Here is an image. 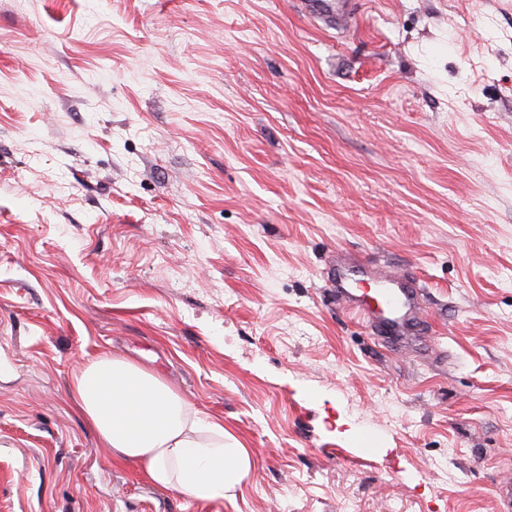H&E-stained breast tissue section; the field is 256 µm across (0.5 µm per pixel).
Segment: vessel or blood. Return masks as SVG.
<instances>
[{
  "label": "vessel or blood",
  "mask_w": 512,
  "mask_h": 512,
  "mask_svg": "<svg viewBox=\"0 0 512 512\" xmlns=\"http://www.w3.org/2000/svg\"><path fill=\"white\" fill-rule=\"evenodd\" d=\"M301 6L306 13L339 27L350 21L348 0H302ZM373 282V287L365 289L357 278H349L346 285L337 286V302L371 322L381 340L404 336L419 304L418 282L390 271L379 273Z\"/></svg>",
  "instance_id": "vessel-or-blood-1"
}]
</instances>
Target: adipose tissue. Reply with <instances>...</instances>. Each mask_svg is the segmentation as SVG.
<instances>
[{
  "mask_svg": "<svg viewBox=\"0 0 512 512\" xmlns=\"http://www.w3.org/2000/svg\"><path fill=\"white\" fill-rule=\"evenodd\" d=\"M102 445L163 490L234 500L252 467L242 443L156 373L124 358L90 359L71 390Z\"/></svg>",
  "mask_w": 512,
  "mask_h": 512,
  "instance_id": "1",
  "label": "adipose tissue"
}]
</instances>
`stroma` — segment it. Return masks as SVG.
<instances>
[{
    "label": "stroma",
    "mask_w": 512,
    "mask_h": 512,
    "mask_svg": "<svg viewBox=\"0 0 512 512\" xmlns=\"http://www.w3.org/2000/svg\"><path fill=\"white\" fill-rule=\"evenodd\" d=\"M411 273L401 352L337 271ZM135 360L248 448L235 500L113 460ZM512 0H0V512H502ZM348 3L347 0H304L301 6L306 13L339 28L350 22Z\"/></svg>",
    "instance_id": "stroma-1"
}]
</instances>
